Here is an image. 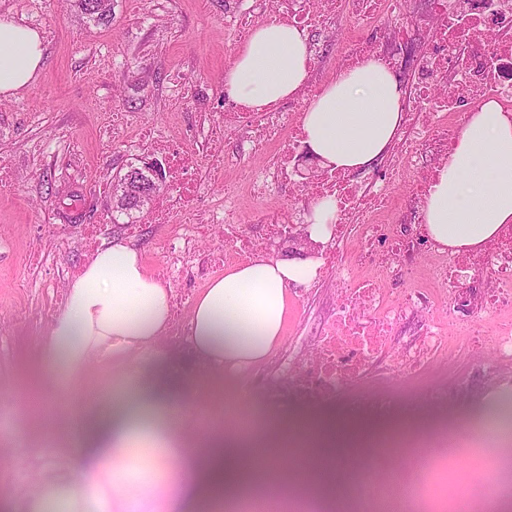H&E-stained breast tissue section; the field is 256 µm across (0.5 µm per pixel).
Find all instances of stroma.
I'll use <instances>...</instances> for the list:
<instances>
[{"mask_svg":"<svg viewBox=\"0 0 512 512\" xmlns=\"http://www.w3.org/2000/svg\"><path fill=\"white\" fill-rule=\"evenodd\" d=\"M239 0H115L112 18L85 24L65 0H0V18L39 29L44 56L36 79L15 96L0 98V164L17 176L0 191V441L12 451L0 454V512H18L16 492L35 488L39 469L82 471L71 448L76 436L65 414L87 407L89 394L112 393L119 370L91 367L63 386L47 378L43 350L48 328L59 312L69 280L87 264L84 251L67 234L74 224L101 227L102 243L127 240L149 272L162 255L151 228L126 238L112 222L110 193L114 176L138 159L158 157L151 139L180 131L185 145L201 149L205 122L224 111V57L240 47L224 29L225 9ZM185 87L186 102H172L174 83ZM328 278L293 285L284 327L285 343L301 345L309 326L332 302ZM450 358L439 360L428 379L411 395L428 407L447 395L448 425L459 428L472 416L512 402V362H503L481 346L480 337L452 338ZM133 368L169 384V368L181 379L174 400L186 428L206 434L225 425L242 404L254 421L277 413L288 429L318 419L324 433L338 439L339 454L314 464L277 448L263 459L267 484L283 471L317 478L328 471L344 493L334 512H353L346 489L351 481L375 483L406 458L395 448H373L348 437L351 419L336 409L309 410L272 402L249 386L257 368L235 374L207 372L185 365L179 351L148 348L130 359ZM461 379V391L448 390ZM44 396L40 408L25 398L31 386Z\"/></svg>","mask_w":512,"mask_h":512,"instance_id":"stroma-1","label":"stroma"}]
</instances>
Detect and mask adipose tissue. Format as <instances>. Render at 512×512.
Here are the masks:
<instances>
[{
  "label": "adipose tissue",
  "mask_w": 512,
  "mask_h": 512,
  "mask_svg": "<svg viewBox=\"0 0 512 512\" xmlns=\"http://www.w3.org/2000/svg\"><path fill=\"white\" fill-rule=\"evenodd\" d=\"M44 40L37 29L0 19V95L31 83L42 65ZM311 68L308 45L298 29L277 23L253 28L226 70L224 85L238 102L263 108L295 95ZM405 94L393 72L379 61L339 73L307 107V142L324 166L356 170L375 162L403 122ZM430 236L460 250H476L512 223V117L496 102L472 113L431 188L425 207ZM319 260L297 263L256 258L226 267L193 303L189 345L207 366L228 372L264 363L280 341L289 290L316 276ZM171 292L149 274L138 252L116 240L69 285L54 317L44 350L53 374L74 378L92 364H120L130 352L156 345L172 319ZM126 400L82 412L74 456L91 465L75 485L70 473L50 472L41 489L22 499V512H48L60 490H78L86 512H97L102 482L119 486L134 441L176 448L179 469L194 478V498L206 502L216 478L236 492L240 462L252 445L228 442L223 429L210 438L175 424L170 403L151 379L129 378Z\"/></svg>",
  "instance_id": "obj_1"
}]
</instances>
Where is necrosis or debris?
Here are the masks:
<instances>
[{"mask_svg": "<svg viewBox=\"0 0 512 512\" xmlns=\"http://www.w3.org/2000/svg\"><path fill=\"white\" fill-rule=\"evenodd\" d=\"M410 11L411 0H252L248 9L224 14L225 29L239 40L258 21L334 35L340 71L371 57L391 68L399 49L420 45L409 60L403 124L370 180L330 169L302 185L306 202L336 204L327 241L311 239L304 209L272 205L279 189L295 181L292 156L306 137L304 109L316 83L303 85L287 112L225 98L223 119L211 126L206 147L238 179L220 200L202 191L199 152L174 132L156 144L170 174V189L150 217L160 232L166 284L177 283L191 266L204 278L224 263L250 261L273 243L306 250L330 274L334 303L327 320L293 357L288 374L266 383L314 405L364 406L357 390L388 378L393 367L397 376L374 405L395 408L447 355L452 331L485 336L497 358L512 360V225H503L479 252H452L431 240L424 218L437 172L474 108L494 101L512 110V0H428L415 23L392 25V17ZM341 21L352 25L351 34L340 35ZM246 200L261 216L260 227L243 222ZM178 216L185 222L177 226ZM219 227L225 249H201ZM489 310L502 321L487 335L479 318ZM448 435L442 425L413 441L440 451L429 469L431 494L450 498L453 512H499L500 503L477 482L487 468L512 474V433L460 431L477 451L467 478L446 453Z\"/></svg>", "mask_w": 512, "mask_h": 512, "instance_id": "obj_1", "label": "necrosis or debris"}]
</instances>
